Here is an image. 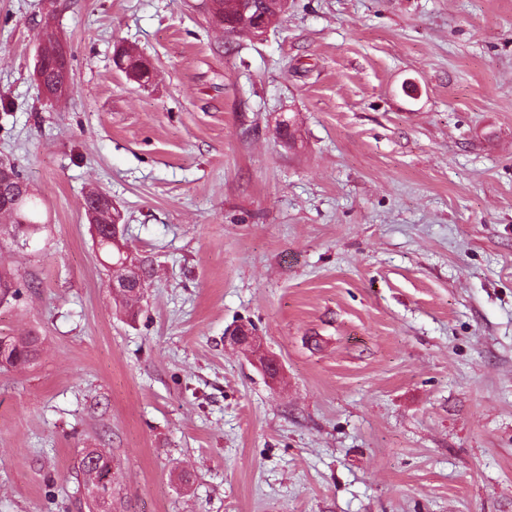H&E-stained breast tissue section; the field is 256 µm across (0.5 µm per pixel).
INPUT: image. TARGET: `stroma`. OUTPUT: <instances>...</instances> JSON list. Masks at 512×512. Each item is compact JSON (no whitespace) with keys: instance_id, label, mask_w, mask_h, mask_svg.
Listing matches in <instances>:
<instances>
[{"instance_id":"obj_1","label":"stroma","mask_w":512,"mask_h":512,"mask_svg":"<svg viewBox=\"0 0 512 512\" xmlns=\"http://www.w3.org/2000/svg\"><path fill=\"white\" fill-rule=\"evenodd\" d=\"M4 104L43 227L0 222V336L40 339L0 369V512H88L86 448L116 512H512V0H290L262 36L205 0H0ZM94 190L149 270L130 313ZM125 47H117L116 52L113 56V62L116 67L126 73L130 79L134 81H140L144 83V81L149 77L151 78V72L146 64L140 66V70L135 71L132 69V64L134 63L131 57L133 56L129 53ZM89 198L91 200H96V202L91 207L86 206L83 202V209L88 216L90 223L94 224L96 235L99 234L101 228H105V232L112 236V241L118 242L119 224L122 219V214L118 217L113 213L112 208L114 206L112 204V199L104 193H97ZM103 218H105L106 221H103ZM12 349L10 354L0 362L1 367L18 366L30 363L39 350V338L37 336H11ZM86 449L83 451L80 467L83 481L87 482L91 480L93 478V471H96L97 476H107L111 470L110 464L113 462L112 457L104 453L99 448H96L97 453L93 455L88 452V448ZM92 465H94V467ZM118 474L117 469L112 473V480L116 485L118 484ZM112 480L110 483L105 482V480H95L93 481L94 483H85L89 497L93 502L109 505L110 494L112 493Z\"/></svg>"}]
</instances>
